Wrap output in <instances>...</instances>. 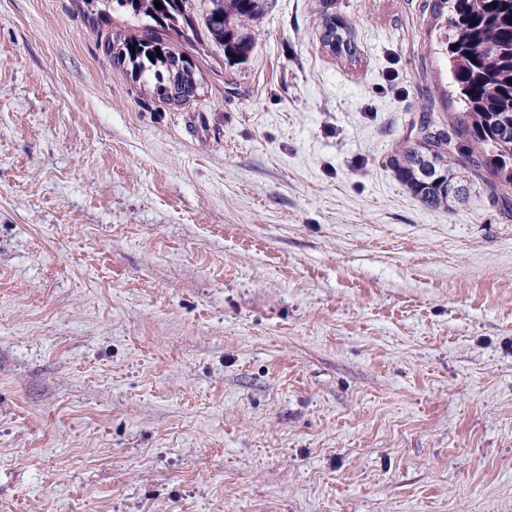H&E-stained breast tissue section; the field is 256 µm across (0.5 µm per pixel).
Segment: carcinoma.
Wrapping results in <instances>:
<instances>
[{
	"instance_id": "cac0c4a2",
	"label": "carcinoma",
	"mask_w": 512,
	"mask_h": 512,
	"mask_svg": "<svg viewBox=\"0 0 512 512\" xmlns=\"http://www.w3.org/2000/svg\"><path fill=\"white\" fill-rule=\"evenodd\" d=\"M101 18L123 11L138 30L106 37L105 55L130 69L146 94L167 103H186L201 89L191 55L165 41L160 32L182 25L197 36L191 0H84ZM205 29L224 46V57L244 61L254 41L247 26L262 13L261 0H199ZM431 14L444 24L449 70L461 105L454 134L467 140V152L452 148L448 135L428 131L431 115L420 120L421 136L391 154L387 164L407 191L428 209H450L467 196L457 170L473 167L512 187V0H432ZM321 39L334 53L353 57L357 48L345 21L322 14ZM162 57H157V53Z\"/></svg>"
}]
</instances>
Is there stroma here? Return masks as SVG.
I'll list each match as a JSON object with an SVG mask.
<instances>
[{
	"instance_id": "35a3bbf8",
	"label": "stroma",
	"mask_w": 512,
	"mask_h": 512,
	"mask_svg": "<svg viewBox=\"0 0 512 512\" xmlns=\"http://www.w3.org/2000/svg\"><path fill=\"white\" fill-rule=\"evenodd\" d=\"M428 0H264L200 95L124 16L0 0V512H512V188L424 207L451 130ZM321 26V39L325 47H329L334 53L345 52L350 57L356 55L357 48L350 29L341 17L326 11L322 14Z\"/></svg>"
}]
</instances>
